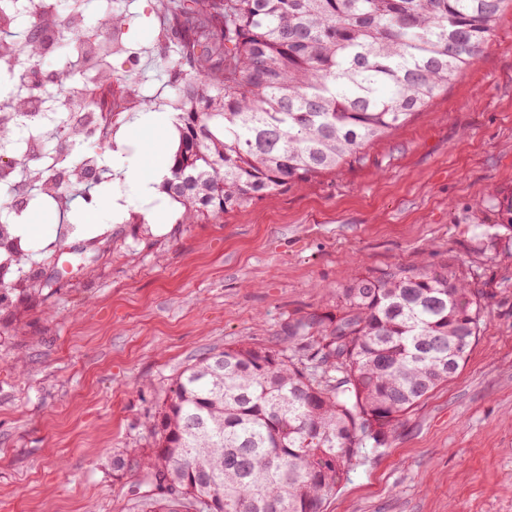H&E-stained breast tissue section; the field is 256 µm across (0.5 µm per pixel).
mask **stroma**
<instances>
[{
    "mask_svg": "<svg viewBox=\"0 0 512 512\" xmlns=\"http://www.w3.org/2000/svg\"><path fill=\"white\" fill-rule=\"evenodd\" d=\"M129 71L158 109L142 128L122 97L108 141L160 144L175 69L161 0H118ZM95 226L66 237L37 212L28 246L48 284L0 305V512H128L113 455L151 448L149 425L193 359L247 340L288 344L289 322L336 310L356 275L448 267L484 304L462 371L364 448L324 512H512V9L476 63L403 126L342 168L207 224H131L148 210L113 180L67 186ZM120 197L126 218L112 212ZM22 367H15V359Z\"/></svg>",
    "mask_w": 512,
    "mask_h": 512,
    "instance_id": "35a3bbf8",
    "label": "stroma"
}]
</instances>
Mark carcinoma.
I'll return each instance as SVG.
<instances>
[{
  "label": "carcinoma",
  "mask_w": 512,
  "mask_h": 512,
  "mask_svg": "<svg viewBox=\"0 0 512 512\" xmlns=\"http://www.w3.org/2000/svg\"><path fill=\"white\" fill-rule=\"evenodd\" d=\"M512 0H165L175 47L190 65L174 79L179 144L163 192L183 206L179 224L229 210L334 170L403 125L489 44ZM71 14L69 58L54 69L64 87L82 30ZM43 22L17 38L0 30L4 65L43 55ZM112 62L96 80L112 97ZM48 74L19 78L27 95L4 101L0 139L29 120L27 97ZM97 103L55 133L60 164L91 138ZM38 200L60 172L30 148L10 156ZM88 166L74 184L99 185ZM0 218V304L46 287L39 272L8 278L31 261ZM336 315L288 324L282 350L243 341L189 364L152 417L154 448L112 458L141 490L138 512H323L360 450L386 445L393 424L455 377L480 333L482 296L448 270L395 268L355 278Z\"/></svg>",
  "instance_id": "carcinoma-1"
}]
</instances>
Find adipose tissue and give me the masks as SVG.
Returning a JSON list of instances; mask_svg holds the SVG:
<instances>
[{"instance_id":"adipose-tissue-1","label":"adipose tissue","mask_w":512,"mask_h":512,"mask_svg":"<svg viewBox=\"0 0 512 512\" xmlns=\"http://www.w3.org/2000/svg\"><path fill=\"white\" fill-rule=\"evenodd\" d=\"M112 168L119 175L134 185L144 202L150 203L151 217L158 222L165 221L167 212L158 206L155 200L158 188L167 175V168L162 151L154 149H118L112 153Z\"/></svg>"}]
</instances>
